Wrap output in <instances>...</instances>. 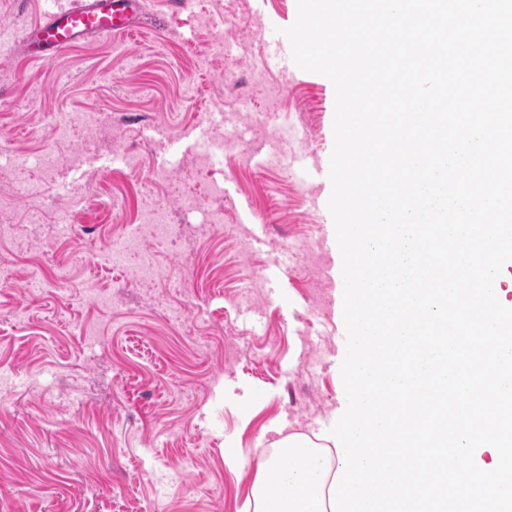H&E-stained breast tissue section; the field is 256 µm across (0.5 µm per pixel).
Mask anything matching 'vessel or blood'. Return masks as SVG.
<instances>
[{
  "label": "vessel or blood",
  "instance_id": "b4317fda",
  "mask_svg": "<svg viewBox=\"0 0 512 512\" xmlns=\"http://www.w3.org/2000/svg\"><path fill=\"white\" fill-rule=\"evenodd\" d=\"M142 0H50L43 18L27 29L25 51L44 63L88 37L123 39L142 33Z\"/></svg>",
  "mask_w": 512,
  "mask_h": 512
}]
</instances>
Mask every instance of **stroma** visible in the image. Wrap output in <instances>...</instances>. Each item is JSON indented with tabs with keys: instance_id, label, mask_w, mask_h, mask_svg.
<instances>
[{
	"instance_id": "35a3bbf8",
	"label": "stroma",
	"mask_w": 512,
	"mask_h": 512,
	"mask_svg": "<svg viewBox=\"0 0 512 512\" xmlns=\"http://www.w3.org/2000/svg\"><path fill=\"white\" fill-rule=\"evenodd\" d=\"M145 4L152 30L126 49L90 38L38 65L21 36L44 0H0V141L24 162L0 171V205L30 227L0 244V512H243L278 441L346 408L332 186L307 176L330 167L334 87L275 69L263 43L297 0ZM229 10L223 59L208 44ZM71 112L109 134L55 145ZM23 182L44 195L17 197ZM150 198L185 233L143 284L97 256ZM61 210L76 224L57 242L45 224ZM219 218L232 237L206 231ZM47 255L73 279L30 293ZM97 121L95 114L93 113H73L70 117L62 118L55 125L53 134L54 142L60 143L67 136L70 128L76 123L81 126H89Z\"/></svg>"
}]
</instances>
